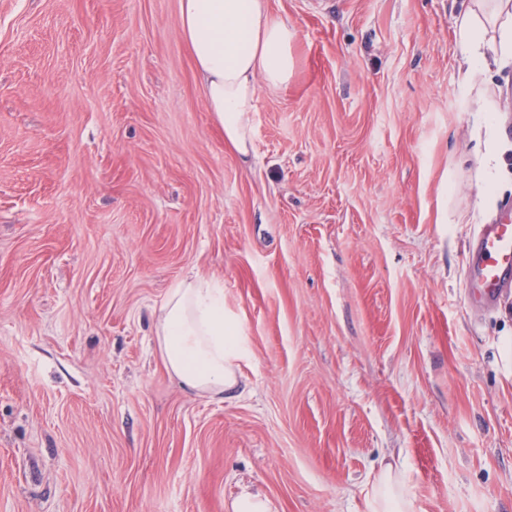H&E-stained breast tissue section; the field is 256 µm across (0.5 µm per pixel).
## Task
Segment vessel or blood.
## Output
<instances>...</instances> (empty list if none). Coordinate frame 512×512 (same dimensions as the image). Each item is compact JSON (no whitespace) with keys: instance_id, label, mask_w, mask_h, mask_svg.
Wrapping results in <instances>:
<instances>
[{"instance_id":"1","label":"vessel or blood","mask_w":512,"mask_h":512,"mask_svg":"<svg viewBox=\"0 0 512 512\" xmlns=\"http://www.w3.org/2000/svg\"><path fill=\"white\" fill-rule=\"evenodd\" d=\"M466 281L472 306L489 310L512 294V209L492 213L468 251Z\"/></svg>"}]
</instances>
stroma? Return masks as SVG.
<instances>
[{
  "instance_id": "1",
  "label": "stroma",
  "mask_w": 512,
  "mask_h": 512,
  "mask_svg": "<svg viewBox=\"0 0 512 512\" xmlns=\"http://www.w3.org/2000/svg\"><path fill=\"white\" fill-rule=\"evenodd\" d=\"M295 36L241 160L179 0H0V512H512V302L465 258L512 172V61L464 77L459 0H269ZM224 285L242 383L161 362L154 310ZM402 485L391 466L385 467L378 479L373 512H404Z\"/></svg>"
}]
</instances>
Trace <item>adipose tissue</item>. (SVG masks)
I'll list each match as a JSON object with an SVG mask.
<instances>
[{"instance_id":"obj_1","label":"adipose tissue","mask_w":512,"mask_h":512,"mask_svg":"<svg viewBox=\"0 0 512 512\" xmlns=\"http://www.w3.org/2000/svg\"><path fill=\"white\" fill-rule=\"evenodd\" d=\"M487 20L497 31V59H512V0H489L477 12L464 7L458 43L475 80L490 67L481 50ZM179 29L207 111L234 150L248 155L259 88H285L292 76L291 27L267 0H179ZM229 326L223 285L199 276L178 281L159 305L154 329L167 370L195 394L222 396L239 377L241 350Z\"/></svg>"}]
</instances>
